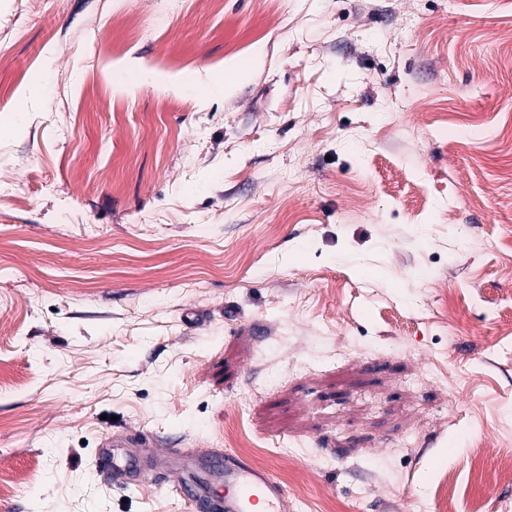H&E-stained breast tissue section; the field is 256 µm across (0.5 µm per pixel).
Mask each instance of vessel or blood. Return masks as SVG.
Here are the masks:
<instances>
[{
  "label": "vessel or blood",
  "mask_w": 512,
  "mask_h": 512,
  "mask_svg": "<svg viewBox=\"0 0 512 512\" xmlns=\"http://www.w3.org/2000/svg\"><path fill=\"white\" fill-rule=\"evenodd\" d=\"M154 443V437L145 433L109 437L96 458V468L113 485L127 486L131 469L143 467L142 461L131 456V449ZM154 461L173 474V488L190 512H205L217 486L224 491L223 512H289L287 491L269 470L256 468L238 455L208 450L182 455L165 448Z\"/></svg>",
  "instance_id": "b4317fda"
}]
</instances>
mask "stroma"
Listing matches in <instances>:
<instances>
[{"mask_svg":"<svg viewBox=\"0 0 512 512\" xmlns=\"http://www.w3.org/2000/svg\"><path fill=\"white\" fill-rule=\"evenodd\" d=\"M510 30L512 0H0V463L36 472L0 512H187L96 471L139 428L261 460L290 512H440L445 474L512 512Z\"/></svg>","mask_w":512,"mask_h":512,"instance_id":"stroma-1","label":"stroma"}]
</instances>
